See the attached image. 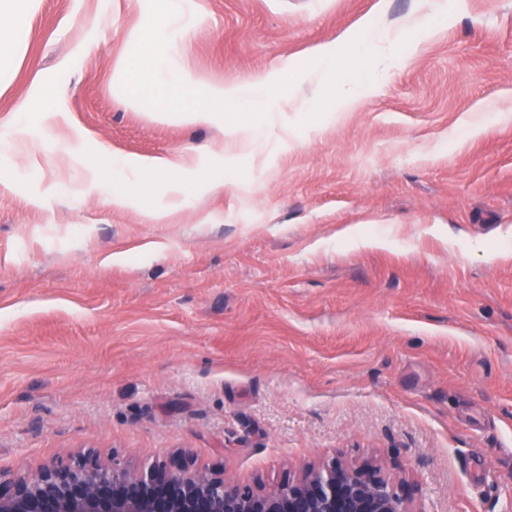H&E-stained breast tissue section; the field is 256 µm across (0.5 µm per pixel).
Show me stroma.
Returning a JSON list of instances; mask_svg holds the SVG:
<instances>
[{"instance_id": "stroma-1", "label": "stroma", "mask_w": 512, "mask_h": 512, "mask_svg": "<svg viewBox=\"0 0 512 512\" xmlns=\"http://www.w3.org/2000/svg\"><path fill=\"white\" fill-rule=\"evenodd\" d=\"M193 85L125 73L149 0H32L0 60V119L41 87L0 170V467L80 450L141 466L178 448L272 487L342 455L419 486L420 512H512V0H187ZM410 50L334 118L309 53L365 22ZM283 75L292 145L187 206L81 193L97 144L218 150L224 124L151 120L159 98Z\"/></svg>"}]
</instances>
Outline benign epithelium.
I'll use <instances>...</instances> for the list:
<instances>
[{
    "label": "benign epithelium",
    "mask_w": 512,
    "mask_h": 512,
    "mask_svg": "<svg viewBox=\"0 0 512 512\" xmlns=\"http://www.w3.org/2000/svg\"><path fill=\"white\" fill-rule=\"evenodd\" d=\"M418 492L369 461L336 457L267 489L202 468L185 449L141 468L88 450L34 472L0 470V512H414Z\"/></svg>",
    "instance_id": "benign-epithelium-1"
}]
</instances>
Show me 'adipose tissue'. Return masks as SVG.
<instances>
[{
    "label": "adipose tissue",
    "mask_w": 512,
    "mask_h": 512,
    "mask_svg": "<svg viewBox=\"0 0 512 512\" xmlns=\"http://www.w3.org/2000/svg\"><path fill=\"white\" fill-rule=\"evenodd\" d=\"M178 0H161L156 13L148 20L144 31L145 51L134 67L135 77L143 82L157 85L176 79L183 85L191 84L192 77L186 71H174L170 56L179 52L180 40L185 31L197 26L200 14H188L177 5ZM30 0H0V57L9 55L21 45L27 36L26 18ZM367 44L352 35H344L318 47L313 55L314 70L322 83L334 85V97L325 102L323 111L333 113L353 106L362 94H372L379 90L381 76L369 70L359 72L358 58L368 53ZM280 84L279 73H269L262 77L240 82L226 87H215L209 92L210 104L206 107L188 103L182 119L189 124L214 121V108L224 100H234L262 107L265 112L274 113L279 109L276 90ZM56 91L48 88L39 95L27 97L18 102L11 117L0 126V152L7 153L13 148V133L23 118L31 112L52 115L56 109ZM101 167L112 169L122 186L106 197L109 206L116 209L128 207L132 197L129 186H137L141 191H149L156 183L166 186L164 204L150 210V217L156 222H164L174 211L188 203L196 186L191 178L193 168L210 166L209 156H198L194 162L173 156L122 157L110 153L107 148L97 150Z\"/></svg>",
    "instance_id": "obj_1"
}]
</instances>
